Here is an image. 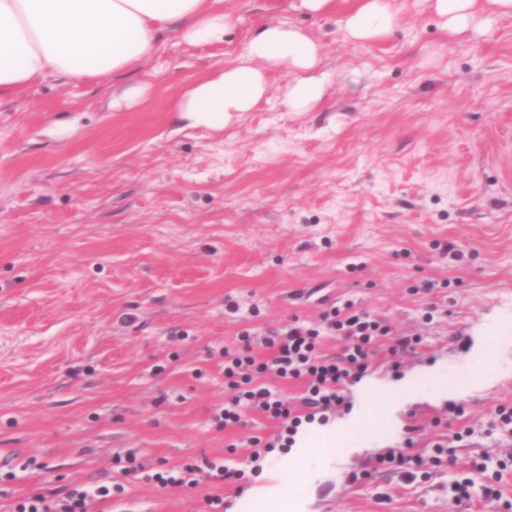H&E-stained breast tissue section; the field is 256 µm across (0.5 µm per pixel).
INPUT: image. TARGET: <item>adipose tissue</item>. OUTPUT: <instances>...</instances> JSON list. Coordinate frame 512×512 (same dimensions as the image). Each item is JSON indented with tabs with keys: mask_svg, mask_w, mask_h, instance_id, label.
Masks as SVG:
<instances>
[{
	"mask_svg": "<svg viewBox=\"0 0 512 512\" xmlns=\"http://www.w3.org/2000/svg\"><path fill=\"white\" fill-rule=\"evenodd\" d=\"M477 0H432L454 36L480 30ZM390 0H360L344 21L350 39L387 32ZM230 24L211 0H0V98L20 95L50 77L102 81L138 68L167 34L191 44L220 42ZM321 47L301 29L269 24L257 29L239 57L215 77L193 84L180 103L191 125L221 128L237 112L257 106L269 75L288 77L286 101L303 111L320 101L324 80L315 71Z\"/></svg>",
	"mask_w": 512,
	"mask_h": 512,
	"instance_id": "obj_1",
	"label": "adipose tissue"
}]
</instances>
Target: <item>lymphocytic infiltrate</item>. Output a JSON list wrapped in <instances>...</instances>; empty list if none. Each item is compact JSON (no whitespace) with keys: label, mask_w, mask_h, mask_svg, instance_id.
<instances>
[{"label":"lymphocytic infiltrate","mask_w":512,"mask_h":512,"mask_svg":"<svg viewBox=\"0 0 512 512\" xmlns=\"http://www.w3.org/2000/svg\"><path fill=\"white\" fill-rule=\"evenodd\" d=\"M327 336L341 338L339 353H322V340ZM385 341L389 342V353L393 356L413 350L416 343L415 338L393 334L381 320L348 302L341 307L329 306L318 322L306 324L296 320L269 331L263 339L264 346L271 351L266 360L255 358L247 336L243 337L241 347L225 350L224 382L233 394L220 411V422L224 427H234L250 412L278 422L271 439L253 438L247 457L253 471L261 472L264 459L273 449L291 450L304 426L327 424L336 412L349 410V387L362 379ZM268 373L286 382H302L304 391L298 402H290L281 390L262 382V375ZM407 431L404 449L388 448L368 459L371 471L396 472L413 479L422 472L431 454L446 453L441 442L429 451L416 448L412 438L415 426H408ZM110 497L111 489L105 485L92 490L66 488L58 495L23 498L15 503L12 512H95V505L108 502Z\"/></svg>","instance_id":"1"}]
</instances>
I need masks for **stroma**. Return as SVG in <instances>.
Listing matches in <instances>:
<instances>
[{"instance_id":"1","label":"stroma","mask_w":512,"mask_h":512,"mask_svg":"<svg viewBox=\"0 0 512 512\" xmlns=\"http://www.w3.org/2000/svg\"><path fill=\"white\" fill-rule=\"evenodd\" d=\"M218 5L223 41L170 34L134 71L0 100V506L107 485L112 512H202L219 490L227 512H512V433L494 415L512 408V346L494 336L512 328V14L459 39L431 0H393L391 30L354 41L359 0L317 16L299 0ZM268 23L320 44V103L292 111L275 71L223 128L180 118L184 92ZM348 301L419 337L399 372L377 367L243 494L158 487L159 470L241 459L274 433L215 421L243 330ZM469 361L478 384L450 396ZM410 423L452 455L413 480L363 476ZM131 449L132 478L115 463Z\"/></svg>"}]
</instances>
